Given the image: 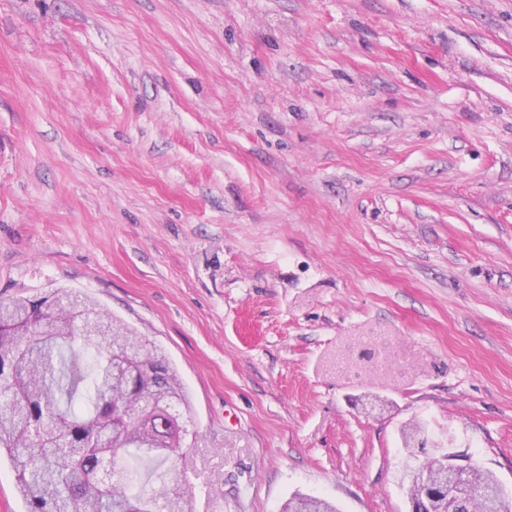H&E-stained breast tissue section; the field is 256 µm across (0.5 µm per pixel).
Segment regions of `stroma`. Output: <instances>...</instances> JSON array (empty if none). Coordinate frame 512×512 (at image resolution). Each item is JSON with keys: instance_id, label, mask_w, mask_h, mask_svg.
Returning <instances> with one entry per match:
<instances>
[{"instance_id": "stroma-1", "label": "stroma", "mask_w": 512, "mask_h": 512, "mask_svg": "<svg viewBox=\"0 0 512 512\" xmlns=\"http://www.w3.org/2000/svg\"><path fill=\"white\" fill-rule=\"evenodd\" d=\"M161 348L196 512L512 486V0H0V297Z\"/></svg>"}]
</instances>
